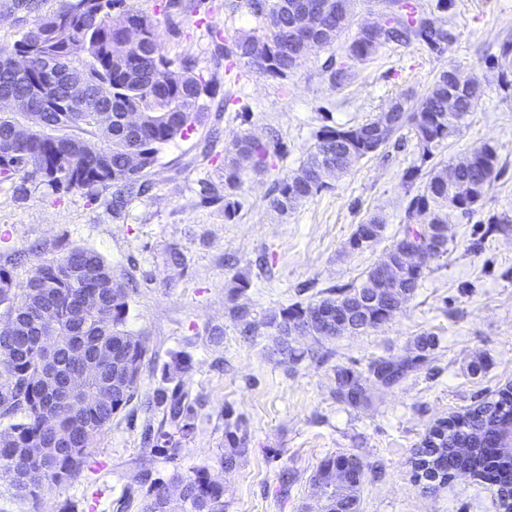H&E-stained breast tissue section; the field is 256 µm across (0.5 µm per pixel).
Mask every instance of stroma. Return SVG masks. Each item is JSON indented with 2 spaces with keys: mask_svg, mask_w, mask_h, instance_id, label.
Masks as SVG:
<instances>
[{
  "mask_svg": "<svg viewBox=\"0 0 512 512\" xmlns=\"http://www.w3.org/2000/svg\"><path fill=\"white\" fill-rule=\"evenodd\" d=\"M156 20L164 54L194 60L216 99L195 131L163 148L152 169L151 191L113 216L107 190L53 192L21 180L0 181V253L22 251L15 279L25 283L41 260L61 247L99 252L117 276L139 288L126 325L144 337L152 359L141 376L138 401L162 384L171 352L188 353L193 367L185 385L196 405L195 429L177 437L173 449L146 448L141 410L121 413L98 437L88 468L37 498L21 495L0 478V512H59L64 503L84 512H113L132 471L146 468L169 478L206 467L224 484L225 512H318L309 480L320 461L354 453L368 469L359 512H498L497 488L460 476L428 492L410 478V458L443 417L465 414L512 382V226L486 233L488 215L512 211V94L496 71L481 62L483 51L512 34V0H452L446 17L451 39L432 50L391 43L377 56L352 66L349 84L336 88L324 61L342 56L352 37L380 21L378 0H355L348 29L331 48L301 60L287 78H271L241 66L229 76L211 38L226 42L256 23L239 0H135ZM454 67L476 76L482 97L461 134L437 149L439 161L462 160L474 147L495 148L500 175L470 219L448 222V252L429 261L415 296L385 324L323 343L293 336L283 353L273 330L247 335L229 310L236 275L251 279L240 302L252 320L271 311L319 299L322 290L360 283L398 237L406 197L405 174L420 165L412 133L401 146L359 160L327 189L285 215L264 198L274 179L296 170L325 124L354 125L375 117L402 93L421 97L438 73ZM227 107H218L219 99ZM275 141L265 173L243 177L240 208L225 217L223 203L201 202L203 183L224 178V148L240 132ZM211 157L201 160L203 144ZM384 221L381 239L351 250L349 238L369 214ZM184 263L166 265L171 246ZM266 255L269 270L254 265ZM433 333L430 360L401 385L374 388L368 403L352 407L336 397V369L365 371L375 358L412 355V341ZM480 372H472L474 362ZM232 407L246 431L249 452L230 470L219 459L228 450L224 409Z\"/></svg>",
  "mask_w": 512,
  "mask_h": 512,
  "instance_id": "stroma-1",
  "label": "stroma"
}]
</instances>
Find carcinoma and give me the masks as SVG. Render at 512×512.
<instances>
[{
  "label": "carcinoma",
  "instance_id": "obj_1",
  "mask_svg": "<svg viewBox=\"0 0 512 512\" xmlns=\"http://www.w3.org/2000/svg\"><path fill=\"white\" fill-rule=\"evenodd\" d=\"M325 17L314 37L332 46L347 29L350 15L336 21L338 0H320ZM386 25L378 31L360 29L347 47L345 59L326 60L325 71L340 84L350 76L351 61H365L394 42H423L430 47L448 39L447 20L425 13L414 0H388ZM259 22L262 33H243L224 47V59L239 61L272 78L293 71V59L308 46L295 35L302 0H243ZM16 7L37 16L19 39L0 44V90L28 101L29 112H0V180L18 178L42 183L55 192L112 189V212L118 213L132 196L149 190L148 175L160 151L195 130L205 109L203 98L213 94L210 83L195 72L187 57L171 59L161 50L156 23L133 0H61L58 8L38 12V0H16ZM120 17L140 34L136 42L123 38L113 27ZM66 62L70 80L89 90V98L74 103L60 87L48 89L45 100L29 98L30 81L46 78L44 60ZM498 72L500 85L512 88V34L497 40V52L486 56ZM482 91L478 79L450 67L441 71L427 92L412 103L404 95L393 99L376 118L356 126L324 125L306 160L294 172L275 181L266 195L268 207L286 214L329 187L326 176L344 175L350 166L387 146L398 144L402 131L414 133L427 162L434 150L459 136L467 117L475 112ZM112 106L111 120L98 105ZM224 183L204 188L209 204L224 201L231 213V198L241 189L247 172L268 167L270 143L249 133L231 139L224 149ZM496 151L487 145L474 148L466 164L437 162L425 174L424 184L408 195L401 236L364 274L360 284L328 288L326 296L306 306L293 305L267 315L261 322L247 320L245 306L236 307L249 331L264 326L274 330L282 351L288 337L312 336L318 341L353 334L348 319L351 308L372 293L380 302L364 305L359 331L385 324L420 288L424 268L432 258L448 252V217L466 218L476 211L500 173ZM383 219L372 215L357 225L349 248L361 250L377 242ZM397 273L385 283L386 270ZM135 284L116 276L112 266L93 249L73 246L44 260L22 286L12 271L0 265V319L10 321L0 333V473L11 478L22 494L34 498L49 483L61 484L78 477L88 467L91 448L112 419L136 397L148 363L141 336L126 329L130 293ZM93 296L96 310L76 312V304ZM56 344L59 357L73 369L98 345L111 351L105 372L118 367L131 372L127 388L109 402L95 399L61 405L54 427L43 416L48 396L44 370ZM437 339L422 333L414 339L415 354L399 361L385 358L368 363L361 377L348 368H336V396L351 406L367 400V384L388 389L400 385L417 371L436 349ZM192 360L173 352L162 367L166 386L157 390L162 421L149 435L154 449L173 447L175 434L193 429L194 405L184 378ZM224 433L231 452L220 459L224 469L236 466L247 452L241 420L224 409ZM512 384L497 391L464 415L443 418L429 428L415 449H437L432 466L453 477L465 470L477 479L491 473H512ZM367 464L356 455L324 458L312 475V485L328 500L326 512H358L360 490ZM180 490L171 494V487ZM224 512V484L206 468L191 475L174 473L164 480L140 469L130 476L126 493L116 507L126 512Z\"/></svg>",
  "mask_w": 512,
  "mask_h": 512
}]
</instances>
